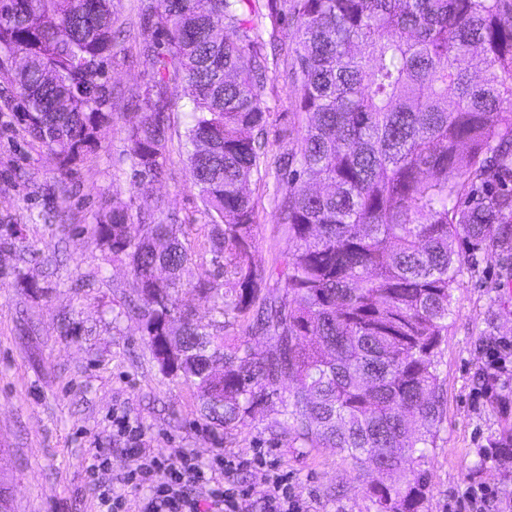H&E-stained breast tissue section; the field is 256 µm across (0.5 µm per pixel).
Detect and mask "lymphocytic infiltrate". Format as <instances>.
Here are the masks:
<instances>
[{
  "label": "lymphocytic infiltrate",
  "instance_id": "obj_1",
  "mask_svg": "<svg viewBox=\"0 0 512 512\" xmlns=\"http://www.w3.org/2000/svg\"><path fill=\"white\" fill-rule=\"evenodd\" d=\"M112 428L116 436L124 438L126 452L136 467L107 481L101 474L111 469V458L98 450L90 454L86 470L94 480L97 512H129V491L142 488L148 494L142 498L139 512H240L241 502L251 499L260 503L261 512H309L293 493L287 475L276 468H269L257 487L217 482L214 471L231 473L243 468V461L221 452L206 465L186 453L161 460L147 450L141 426L131 421L127 413H115ZM203 483L212 486L205 502L193 494L195 487Z\"/></svg>",
  "mask_w": 512,
  "mask_h": 512
}]
</instances>
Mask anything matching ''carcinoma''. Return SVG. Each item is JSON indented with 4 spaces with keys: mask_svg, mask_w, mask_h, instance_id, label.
I'll return each instance as SVG.
<instances>
[{
    "mask_svg": "<svg viewBox=\"0 0 512 512\" xmlns=\"http://www.w3.org/2000/svg\"><path fill=\"white\" fill-rule=\"evenodd\" d=\"M85 2L0 10V55L22 61L0 68V82L62 170L112 118L104 71L83 59L111 56L113 0H91L90 12ZM242 4L140 9L152 74L125 128L134 176L165 179L168 90L181 82L192 184L226 276L192 288L223 320L200 323L182 304L181 225L133 233L114 206L94 236L130 268L152 352L179 337L176 377L207 420L233 429L277 398L296 439L383 474L365 512H423L422 466L445 415L438 354L462 271L456 245L512 271V0H291L305 129L276 166L288 174L289 248L272 268L254 259L249 184L269 114L262 42ZM240 322L273 348L226 346L219 332Z\"/></svg>",
    "mask_w": 512,
    "mask_h": 512,
    "instance_id": "obj_1",
    "label": "carcinoma"
}]
</instances>
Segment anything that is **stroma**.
<instances>
[{"label":"stroma","mask_w":512,"mask_h":512,"mask_svg":"<svg viewBox=\"0 0 512 512\" xmlns=\"http://www.w3.org/2000/svg\"><path fill=\"white\" fill-rule=\"evenodd\" d=\"M137 0H114L112 57L107 63L112 120L93 151L68 173L14 118L0 89V471L14 487L15 512H95L85 472L91 451L111 453L114 409L126 410L160 457L176 451L201 463L223 452L235 457L262 450L278 461L313 512H364L371 476L330 448H306L281 425L278 401L258 406L244 426L227 430L199 411L195 390L164 375L131 312L132 276L124 260L100 247L93 228L114 204L132 219L152 211L180 224L192 253L184 277H213L208 242L211 218L193 186L184 132L190 103L173 88L170 141L160 185L134 180L124 125L139 111L150 78L143 52ZM296 30L284 22L265 48L270 154L297 145L303 124L295 103L296 80L281 43ZM255 203V259L270 265L288 249L277 201L288 186L274 169L249 186ZM448 336L441 346L445 417L430 449L426 512H460L467 486L482 483L512 500V460L484 458L480 450L512 427V388L504 400L481 393L487 344L512 339V291L493 288L497 258L462 260Z\"/></svg>","instance_id":"1"}]
</instances>
